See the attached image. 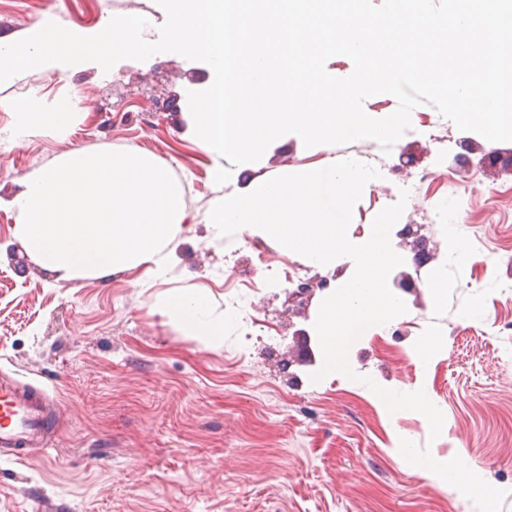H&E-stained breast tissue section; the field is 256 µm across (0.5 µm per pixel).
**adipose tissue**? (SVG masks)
<instances>
[{
  "instance_id": "ef3b65f1",
  "label": "adipose tissue",
  "mask_w": 512,
  "mask_h": 512,
  "mask_svg": "<svg viewBox=\"0 0 512 512\" xmlns=\"http://www.w3.org/2000/svg\"><path fill=\"white\" fill-rule=\"evenodd\" d=\"M71 124L65 107L21 103L5 139L17 145L38 131L66 132ZM5 205L16 216V239L60 282L137 269L164 277L185 218L184 190L169 163L139 149L63 155L27 178ZM155 308L184 335L212 345L224 341V317L206 293L164 296Z\"/></svg>"
}]
</instances>
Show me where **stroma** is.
I'll use <instances>...</instances> for the list:
<instances>
[{
  "label": "stroma",
  "mask_w": 512,
  "mask_h": 512,
  "mask_svg": "<svg viewBox=\"0 0 512 512\" xmlns=\"http://www.w3.org/2000/svg\"><path fill=\"white\" fill-rule=\"evenodd\" d=\"M45 6L0 0V36L24 37ZM207 78L205 63L161 53L107 72L0 85V127L12 121L11 103L32 97L47 106L71 98L76 114L66 135L0 145L1 197L73 149L137 148L167 155L189 213L164 278L139 269L62 283L26 255L13 213L0 208V369L60 403L51 457L0 455V512H476L457 490L414 473L396 451L401 437L437 459H468L506 491L504 512H512V148L458 130L424 104L389 154L372 139L310 148L291 139L241 175L245 186L332 156L382 167L353 209L347 234L356 240L391 188L428 168L448 174L422 185L396 223L412 230L394 239L402 268L421 274L416 292L402 296L406 313L353 343L354 378L321 379L318 363L291 346L299 330H313L324 290L314 289L305 310L289 306L284 289L263 294L265 332L248 336L234 324L211 347L153 308L158 295L202 289L221 312L228 298L283 279V261L332 284L353 264L321 269L289 252L265 265L246 248V233L215 239L206 221L217 194L213 161L194 144L187 98ZM160 88L164 110L152 102ZM442 130L450 138L441 149L429 135ZM416 233L431 242L420 270ZM439 278L447 287L436 297L429 287ZM473 308L479 319L466 320ZM430 336L441 347L422 368L414 355ZM368 377L403 393L424 390L444 415L441 435L430 439L417 412L391 415Z\"/></svg>",
  "instance_id": "stroma-1"
}]
</instances>
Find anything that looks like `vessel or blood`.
Segmentation results:
<instances>
[{"instance_id":"obj_1","label":"vessel or blood","mask_w":512,"mask_h":512,"mask_svg":"<svg viewBox=\"0 0 512 512\" xmlns=\"http://www.w3.org/2000/svg\"><path fill=\"white\" fill-rule=\"evenodd\" d=\"M57 405L41 389L0 371V453L24 460L33 451L48 452Z\"/></svg>"}]
</instances>
